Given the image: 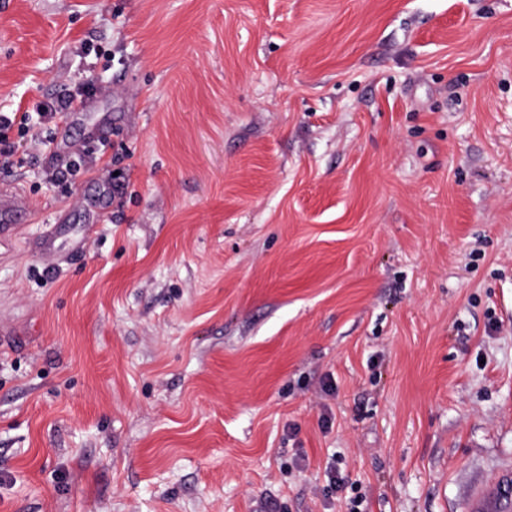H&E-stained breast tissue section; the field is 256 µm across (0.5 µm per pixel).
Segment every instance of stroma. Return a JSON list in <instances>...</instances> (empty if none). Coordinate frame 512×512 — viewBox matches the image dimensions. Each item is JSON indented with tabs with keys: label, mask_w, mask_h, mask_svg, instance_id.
<instances>
[{
	"label": "stroma",
	"mask_w": 512,
	"mask_h": 512,
	"mask_svg": "<svg viewBox=\"0 0 512 512\" xmlns=\"http://www.w3.org/2000/svg\"><path fill=\"white\" fill-rule=\"evenodd\" d=\"M88 78L55 123L113 153L0 169V512H466L512 465V0H0L1 107ZM90 153L88 147L79 146L74 151L66 155H60L53 152L51 155L55 159L56 164L45 170V179L51 184H62L71 180L81 167L85 166L86 156ZM29 208L22 192L11 185L0 187V238L2 243L15 235L20 224L28 221Z\"/></svg>",
	"instance_id": "35a3bbf8"
}]
</instances>
